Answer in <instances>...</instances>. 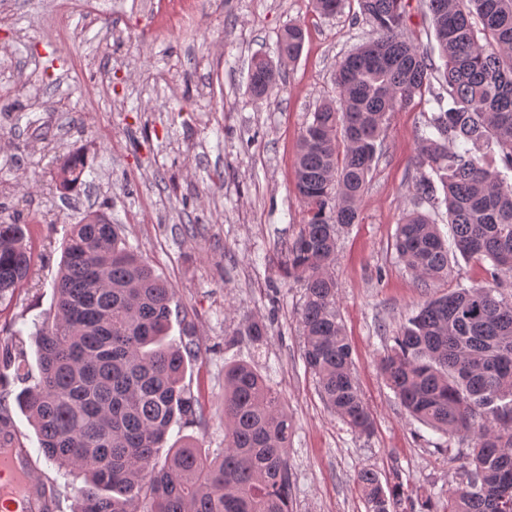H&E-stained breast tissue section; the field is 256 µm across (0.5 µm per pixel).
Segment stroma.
Masks as SVG:
<instances>
[{
	"label": "stroma",
	"mask_w": 512,
	"mask_h": 512,
	"mask_svg": "<svg viewBox=\"0 0 512 512\" xmlns=\"http://www.w3.org/2000/svg\"><path fill=\"white\" fill-rule=\"evenodd\" d=\"M152 0H110L111 19L89 11L57 17L64 0H0V219L32 222V273L0 306V349L27 340L53 308V279L70 225L102 212L175 290L181 310L170 336L198 348L183 382L204 416L172 428L169 443L194 438L201 452L224 447V368L254 364L282 394L293 422L288 446L293 512H366L356 475L447 494L471 440L439 436L410 421L379 364L392 337L428 296L483 283L480 264L454 254L447 279L420 287L399 261L397 222L413 203L417 134L429 105L392 113L383 154L359 206L340 230L337 306L354 372L373 417L371 435L352 432L325 405L302 359L300 283L285 279L282 244L302 224L294 190L298 139L316 106L332 98L336 62L365 42L371 25L357 0L323 17L309 0H210L182 27L149 24ZM302 24L300 59L261 99L249 90L254 57L276 60L278 33ZM403 33L436 45L427 0H406ZM80 150L83 184L59 187L63 156ZM269 326L261 346L225 344L239 322ZM9 428L29 448L39 477L56 485L55 512H71L75 490L39 448L19 407Z\"/></svg>",
	"instance_id": "1"
}]
</instances>
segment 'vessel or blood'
I'll return each instance as SVG.
<instances>
[{"label": "vessel or blood", "instance_id": "b4317fda", "mask_svg": "<svg viewBox=\"0 0 512 512\" xmlns=\"http://www.w3.org/2000/svg\"><path fill=\"white\" fill-rule=\"evenodd\" d=\"M0 504L7 512H53L55 499L37 477L29 449L0 448Z\"/></svg>", "mask_w": 512, "mask_h": 512}]
</instances>
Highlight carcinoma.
<instances>
[{"label": "carcinoma", "instance_id": "cac0c4a2", "mask_svg": "<svg viewBox=\"0 0 512 512\" xmlns=\"http://www.w3.org/2000/svg\"><path fill=\"white\" fill-rule=\"evenodd\" d=\"M373 38L346 54L323 102L299 137L294 187L304 224L284 246L288 278L303 282V360L322 397L352 430L368 434L371 414L354 375L352 346L336 306L339 229L359 219V203L381 152L392 112L432 96L436 111L419 137L413 208L397 227L395 250L420 285L448 277V243L428 212L447 211L456 249L488 265V281L428 299L393 336L380 372L417 422L473 441L457 485L434 493L357 474L367 512H512V0H428L445 92L431 86L435 60L403 35L405 0H357ZM320 16L344 0H311ZM304 29L277 36V55L296 62ZM270 60L251 66L250 89L267 96L280 80ZM84 157L67 155L60 188L83 182ZM443 199H438L437 188ZM31 225L0 221V305L32 269ZM54 313L32 333L38 375L23 347L3 365L25 387L16 396L44 455L82 479L73 512H291L287 448L293 425L279 392L248 363L224 367V451L208 457L192 443L168 444L175 424L202 410L183 385L191 347L167 340L174 289L127 243L120 225L93 212L65 237L53 284ZM250 320L228 342L263 344Z\"/></svg>", "mask_w": 512, "mask_h": 512}]
</instances>
